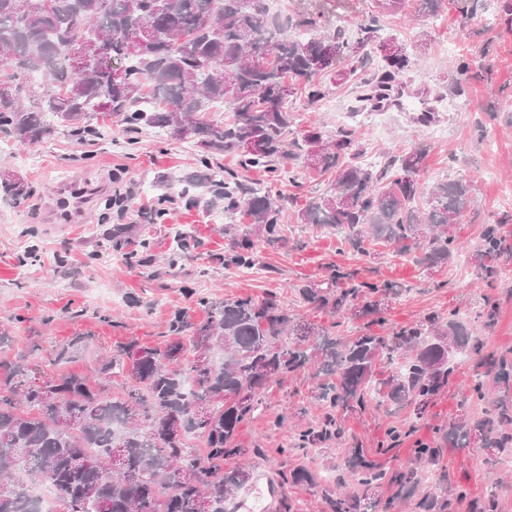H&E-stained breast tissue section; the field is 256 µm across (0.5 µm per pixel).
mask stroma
<instances>
[{
  "label": "stroma",
  "instance_id": "obj_1",
  "mask_svg": "<svg viewBox=\"0 0 512 512\" xmlns=\"http://www.w3.org/2000/svg\"><path fill=\"white\" fill-rule=\"evenodd\" d=\"M275 11L284 16L322 13L326 29L352 39L359 24L377 16L381 36H396L409 49L412 64L399 78L406 90L415 94L426 87L432 100L463 103L464 114L456 120L436 112V123L448 128L442 141L428 128L414 126L406 112H393L381 131L356 121L350 125L366 153L384 165L418 144L428 145L418 205H425L434 183L474 181L473 204L458 226L461 247L453 263L428 270L381 243L363 256L350 250L336 230L302 226L289 216L287 245H259L256 265L249 272L227 268L220 260L230 244L224 233V204L205 188L195 191L198 206H177L161 224L145 219L158 198L180 193L181 178L197 171L198 147L146 130L130 148L116 122L105 139L90 145L56 131L37 145L0 151V169L19 174L29 189L23 202L0 200V325L14 338L12 347L0 352V361L25 354L37 376L46 377L53 371L52 351L83 335L89 344L75 352L70 368L90 375L98 358L115 343L157 345L175 311L187 309L200 322L208 301L230 295L257 299L274 294L298 317L323 326L339 323L340 334L350 335L355 322L338 321L336 315L294 301L295 285L324 281L334 265L355 269L362 279L401 286V295L391 298L383 313L390 325L411 324L431 312L443 317L454 313L470 324L488 305H496L498 321L486 333L487 348L512 361V261L501 264L493 280L478 278L470 261L483 225L501 224L503 234L512 239V200L505 193L506 186H512V0H404L398 13L381 8L380 0H277ZM461 61L469 65L464 77L455 68ZM379 65V54L370 51L365 67L332 89L329 101L342 110H361L359 86L373 79ZM80 177L101 183L100 201L94 202L84 223H52L56 186ZM249 178L302 200L330 185L328 176L305 170L293 180L284 171L268 178L254 171ZM118 189L129 192L125 205L130 226L122 249L106 260L101 235L119 219L102 201ZM175 226L185 228L198 245L170 267L166 259ZM144 240L153 245L154 265L128 266L125 253L138 250ZM32 244L39 249L37 260L19 264V256ZM476 361L472 354L458 357L447 388L427 407L418 431L383 456L385 465H409L417 442L435 443L461 410L480 413L481 402L464 400ZM313 383L310 375L297 373L266 389L264 412L239 434L242 446L251 451V468L266 467L275 477L282 468L302 464L318 474H332L348 449L377 448L389 426L406 420L402 414L389 417L371 409L349 412L341 417L337 439L317 453L303 454L297 448L300 427L317 425L325 413L310 397ZM443 464L453 484L466 488L469 499L484 498L494 490L503 512H512V463H492L474 443L445 449Z\"/></svg>",
  "mask_w": 512,
  "mask_h": 512
}]
</instances>
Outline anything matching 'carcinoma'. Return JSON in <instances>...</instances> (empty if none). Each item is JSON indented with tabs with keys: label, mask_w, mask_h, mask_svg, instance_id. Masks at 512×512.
<instances>
[{
	"label": "carcinoma",
	"mask_w": 512,
	"mask_h": 512,
	"mask_svg": "<svg viewBox=\"0 0 512 512\" xmlns=\"http://www.w3.org/2000/svg\"><path fill=\"white\" fill-rule=\"evenodd\" d=\"M153 20L148 47L133 53L126 39L139 18ZM320 13H301L283 22L268 14L266 0H56L47 12H29L23 0H0V65L15 63L19 95L0 89V136L25 146L42 141L61 127L77 141L101 139L99 117L119 120L137 142L146 128L169 135L187 126L184 140L203 149L202 170L186 177L190 185L209 183L224 198V215L245 212L249 223L226 224L232 246L224 266L250 268L255 241L283 243L281 195L248 179L246 173L275 174L281 166L335 174L325 195L296 204L298 224H316L345 232L344 242L366 254V244L384 240L400 255L414 254L428 268L448 264L458 251L456 224L473 202L467 180L443 181L429 194L428 207L414 206L427 148L393 159L401 173L357 166L349 159L359 146L349 131L330 136L319 129L294 131L288 99L303 96L310 104L327 97L323 76L336 65L339 75L364 66L360 50L375 40L378 19L361 26L352 41L320 25ZM85 34L109 44L115 60L126 61L124 76L94 62L78 69L71 56L76 21ZM394 52L381 57L380 79L389 80L410 64L407 50L394 36L385 39ZM265 53V68L253 57ZM37 86L31 95L28 87ZM229 111L233 120L218 123L212 112ZM234 152L238 168H220L213 155ZM26 195L13 172L0 173V198ZM512 257V243L500 225L484 227L472 254L480 273L495 274L493 263ZM128 263H153L150 243L126 255ZM399 292L394 282L367 281L358 273L333 266L326 288L296 286L300 304L349 319L381 311V296ZM295 321L277 296L262 300L234 296L210 303L202 322L181 310L167 323L175 337L164 349L132 340L112 347L95 376L66 372L75 351L88 345L76 336L52 352L61 369L42 382L30 378L26 356L0 361V512H32L26 489L47 484L65 512H224L248 482L250 471L238 462L243 425L263 411V393L287 375L313 371L326 377L313 399L326 406L322 425L304 429L298 442L304 452L340 435L337 412L358 405L411 408L421 419L454 371L456 353L481 356L474 367L469 398L487 401L477 415L463 414L449 425L446 442L464 448L475 440L497 462L512 458V410L505 395L512 390V362L484 352L486 344L452 314L444 320L428 314L413 325L372 331V323L353 337ZM129 378L119 396H108L107 382ZM415 431L391 426V445ZM200 438L204 451L192 448ZM443 449L422 443L417 465L391 471L352 448L344 460L336 489H323L330 512H389L413 498L416 512H502L496 493L476 502L467 491L448 484L438 471ZM236 464L226 468L224 461ZM283 487L316 488V474L303 465L281 471Z\"/></svg>",
	"instance_id": "obj_1"
}]
</instances>
